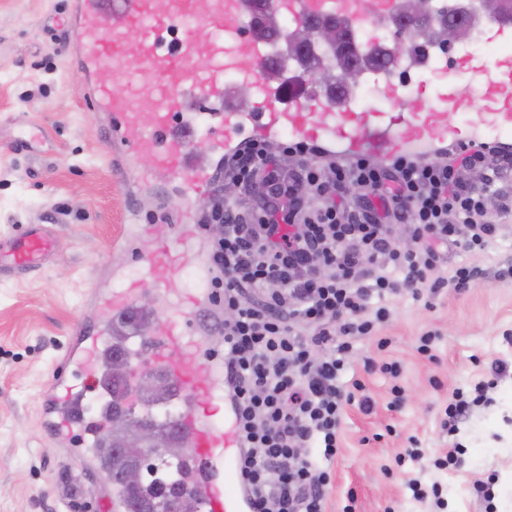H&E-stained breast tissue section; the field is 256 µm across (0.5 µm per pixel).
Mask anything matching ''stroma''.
<instances>
[{
  "mask_svg": "<svg viewBox=\"0 0 512 512\" xmlns=\"http://www.w3.org/2000/svg\"><path fill=\"white\" fill-rule=\"evenodd\" d=\"M72 0H0V237L52 222L59 246L40 271L0 278V512H67L57 483H81L85 512H107L112 488L93 452L77 455L43 428L76 325L94 320L92 298L112 285L118 269L133 271L131 255L112 240L138 215L148 231L136 239L149 253L173 235L184 204L176 187L129 178L118 184L101 143L104 115L89 112L88 83L44 28L67 22ZM28 126L27 145L6 144ZM489 203L497 235L481 254L449 251L436 275L459 264L478 269L464 293L445 288L430 301L393 297L391 317L377 336H363L341 375L360 380L370 410L346 408L327 512H431L413 499L411 480L440 482L447 512H512V442L501 435L512 423V367L495 376L491 365L512 364V175L501 176ZM433 332L431 354L419 338ZM388 346L378 349V338ZM399 362V376L381 371ZM483 384L491 403L473 407L456 432L442 426L456 389L472 394ZM462 446L464 465L437 470L434 459ZM492 484L494 499L476 489Z\"/></svg>",
  "mask_w": 512,
  "mask_h": 512,
  "instance_id": "1",
  "label": "stroma"
}]
</instances>
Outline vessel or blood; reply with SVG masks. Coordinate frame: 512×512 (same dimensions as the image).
<instances>
[{
	"instance_id": "obj_1",
	"label": "vessel or blood",
	"mask_w": 512,
	"mask_h": 512,
	"mask_svg": "<svg viewBox=\"0 0 512 512\" xmlns=\"http://www.w3.org/2000/svg\"><path fill=\"white\" fill-rule=\"evenodd\" d=\"M273 14H288L295 21L326 15L346 18L367 30L373 21L397 15L399 0H269ZM253 18L251 0H75L74 14L61 43L73 56L86 81L111 71L113 88L91 90L87 99L93 112L106 113L102 138L105 152L119 153L125 165L147 157L148 178L177 183L190 201L200 200L210 174L195 158L200 141L221 151L241 139L263 140L287 134L289 140L324 143L336 160L367 155L425 152L439 144L473 147L506 145L512 140V24L488 21L498 53L477 67L484 97L493 106L478 120L447 122L446 114L471 107L467 86L449 83L431 99L429 109L414 112L398 86L385 85L391 103L386 112H368L347 101L303 94L281 99L254 63L270 51L242 33ZM140 48L137 69H130L126 47ZM234 73L243 85L255 88L260 101L251 113L224 103V75ZM132 84L129 94L119 86ZM9 252V274L24 275L41 269L55 251L52 229L30 225L19 237L0 240ZM137 276L125 278L118 288L97 297L102 327L126 324L130 347L150 341L145 362L131 365L128 386H136L143 371L157 368L167 374L178 398H195L209 388L212 399L223 400L224 390L200 372L198 358L186 347H203L212 318L203 310L205 292L189 289L183 306L155 317L148 332H140L136 306L142 284L167 290L172 268L154 255L137 257ZM97 336L75 328L65 366L54 379L66 405L56 413L63 439L82 425L78 403L97 398L104 383L99 365ZM190 466L197 474L192 485L203 512H246L247 505L236 471L238 444L224 420L190 408L177 417Z\"/></svg>"
}]
</instances>
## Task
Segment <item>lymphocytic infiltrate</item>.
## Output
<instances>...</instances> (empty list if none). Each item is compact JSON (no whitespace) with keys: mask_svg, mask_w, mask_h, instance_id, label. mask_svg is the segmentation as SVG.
<instances>
[{"mask_svg":"<svg viewBox=\"0 0 512 512\" xmlns=\"http://www.w3.org/2000/svg\"><path fill=\"white\" fill-rule=\"evenodd\" d=\"M296 169L269 171L266 145L248 142L224 159V177L257 203L206 204L196 230L208 239L210 300L224 317V388L234 403L239 482L250 512H325L343 413L360 381L339 385L354 336H376L389 317L371 297L463 290L472 270L429 279L438 251H485L496 234L488 193L470 174L512 169V152L451 147L433 157L319 161V147L283 144ZM360 190L338 202L347 185ZM224 224L222 234L212 232ZM405 224L419 247L391 243Z\"/></svg>","mask_w":512,"mask_h":512,"instance_id":"f902f5d3","label":"lymphocytic infiltrate"}]
</instances>
